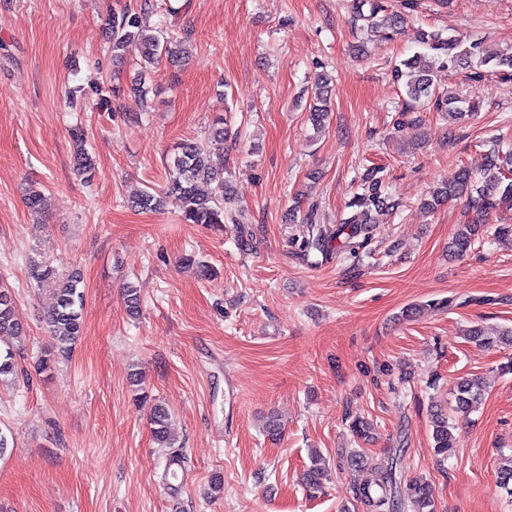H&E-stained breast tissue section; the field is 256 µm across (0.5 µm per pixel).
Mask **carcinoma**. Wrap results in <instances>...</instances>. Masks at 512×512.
<instances>
[{"label": "carcinoma", "instance_id": "carcinoma-1", "mask_svg": "<svg viewBox=\"0 0 512 512\" xmlns=\"http://www.w3.org/2000/svg\"><path fill=\"white\" fill-rule=\"evenodd\" d=\"M368 11H363L364 6ZM353 10L367 21L370 31L380 33L397 27L403 17L398 13L385 12L382 0H353ZM108 30L112 41V56L118 57L130 42H137L142 49L145 66L155 68L163 62H175L186 53L183 41L173 42L162 32H148L142 16L128 9L112 15ZM416 40L424 53H416L401 61L393 70L396 83L403 84L407 101L402 114L416 108L433 107L451 122H459L480 109V101L450 92L437 91L433 83V66L438 65L450 71L467 69L473 80L483 77L486 66L505 77H512V52L490 50L481 42L464 44L458 38L445 37L439 31L419 30ZM330 78L322 74L316 81L313 92V105L310 120L316 129H321L329 118L328 98ZM77 144L74 157L77 174L88 182L91 179L95 162L83 146L84 131L77 126L71 130ZM206 148L195 139L180 143L169 164V179L165 193L178 196L184 206L183 219L189 224H222L226 209L224 203L230 199L229 181L224 173L210 168L206 163ZM465 199L467 208L475 213V218L459 225L453 240V251L461 254L467 251L478 233V225L485 217L502 206H512V148H504L497 140L484 157L483 168L476 171L464 165L459 168L454 181L434 188L423 201L429 210L438 209L457 199ZM131 206L139 210L156 211L161 206V197L144 189L130 199ZM397 203L387 190L382 169L373 167L366 170L356 193L348 204L351 214L337 225L331 235L317 226L315 210H310L302 219L303 234L299 249L301 255L309 256L316 251L325 256L333 253L334 238L344 237V243L355 248L354 239L369 234L370 225L377 217L394 209ZM28 277L37 285L55 282L56 303L47 317L53 349L39 358L37 367L45 371L58 359H67L75 345L82 338L83 324V278L78 271L58 279L55 270L48 264L32 259L27 269ZM127 312L135 316L141 307V292L138 286L128 284L124 288ZM23 334V326L16 316L15 301L11 290L0 285V338H18ZM471 341L482 347L496 344H512V329H506L497 336H486L480 328L469 330ZM17 375L14 347L0 348V378ZM482 396V382L477 377H465L458 382L453 411L466 413L473 409ZM434 452L441 461L448 459L454 448L453 424L448 412L436 410L431 415ZM154 439L162 448H172L175 442L169 428V412L162 406L154 408L151 418ZM350 432L357 439L366 442L372 437L371 424L357 417L349 423ZM328 469L322 459L315 455L311 466L305 471V486L316 492L322 488ZM355 512H435L432 490L423 478H416L401 484L396 479L394 461L384 460L375 468L369 478L354 482Z\"/></svg>", "mask_w": 512, "mask_h": 512}]
</instances>
